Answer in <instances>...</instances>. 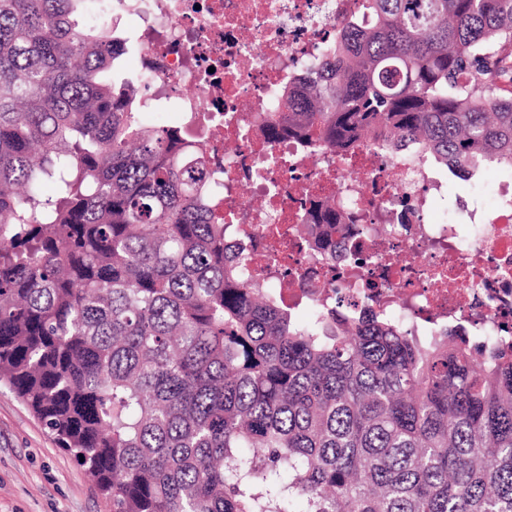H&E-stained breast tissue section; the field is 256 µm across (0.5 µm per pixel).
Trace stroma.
Wrapping results in <instances>:
<instances>
[{
	"instance_id": "1",
	"label": "stroma",
	"mask_w": 512,
	"mask_h": 512,
	"mask_svg": "<svg viewBox=\"0 0 512 512\" xmlns=\"http://www.w3.org/2000/svg\"><path fill=\"white\" fill-rule=\"evenodd\" d=\"M431 175L449 203L466 199L485 222L496 212L500 188L512 184V174L494 168L468 181L447 179L436 167ZM0 512H112L111 499L5 384L0 385Z\"/></svg>"
}]
</instances>
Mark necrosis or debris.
Segmentation results:
<instances>
[{
  "label": "necrosis or debris",
  "mask_w": 512,
  "mask_h": 512,
  "mask_svg": "<svg viewBox=\"0 0 512 512\" xmlns=\"http://www.w3.org/2000/svg\"><path fill=\"white\" fill-rule=\"evenodd\" d=\"M356 0H112L140 22L146 90L177 112L190 139L211 148L224 182V221L238 227L243 272L276 271L292 307L337 296L352 310L385 312L512 341V207L466 233L434 208L425 165L381 146L314 154L269 139L256 114L283 108L280 91L318 57ZM333 199L359 224L274 241L304 223L312 201Z\"/></svg>",
  "instance_id": "necrosis-or-debris-1"
}]
</instances>
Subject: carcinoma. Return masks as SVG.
I'll return each instance as SVG.
<instances>
[{
  "label": "carcinoma",
  "mask_w": 512,
  "mask_h": 512,
  "mask_svg": "<svg viewBox=\"0 0 512 512\" xmlns=\"http://www.w3.org/2000/svg\"><path fill=\"white\" fill-rule=\"evenodd\" d=\"M93 2L0 0V382L112 512H512V345L295 322L241 274L207 144L143 125ZM268 131L512 170V0H360Z\"/></svg>",
  "instance_id": "1"
}]
</instances>
